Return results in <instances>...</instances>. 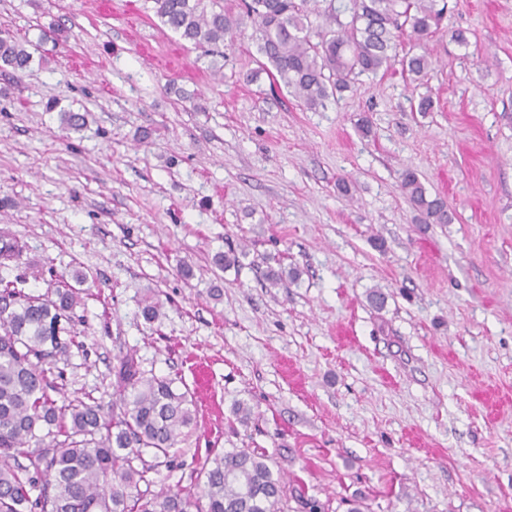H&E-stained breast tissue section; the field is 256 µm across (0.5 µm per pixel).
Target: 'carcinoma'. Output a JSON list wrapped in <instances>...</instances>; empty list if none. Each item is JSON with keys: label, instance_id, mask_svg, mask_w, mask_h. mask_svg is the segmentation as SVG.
Listing matches in <instances>:
<instances>
[{"label": "carcinoma", "instance_id": "obj_1", "mask_svg": "<svg viewBox=\"0 0 512 512\" xmlns=\"http://www.w3.org/2000/svg\"><path fill=\"white\" fill-rule=\"evenodd\" d=\"M437 0H240L238 11L220 0H152L160 22L204 57H224L220 47L249 23L258 33L260 69L312 110L351 89L356 77L400 61L420 76L432 64L428 51L399 56L410 29L421 47L438 27ZM25 43L0 33V66L30 67ZM401 188L421 224H449L447 200L427 194L407 168ZM23 246L0 236V267ZM296 269L266 266L271 285L296 281ZM25 280L0 278V512H284L282 478L264 455L246 448L207 454L201 494L150 491L154 465L171 463L176 447L196 426V404L175 380L145 376L133 354L114 366L112 407L74 396L58 402L47 393L49 375L75 347L79 290L65 282L52 295H33ZM151 454L155 464L144 458ZM37 496H32L34 490Z\"/></svg>", "mask_w": 512, "mask_h": 512}]
</instances>
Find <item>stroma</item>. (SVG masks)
Returning a JSON list of instances; mask_svg holds the SVG:
<instances>
[{"label":"stroma","instance_id":"1","mask_svg":"<svg viewBox=\"0 0 512 512\" xmlns=\"http://www.w3.org/2000/svg\"><path fill=\"white\" fill-rule=\"evenodd\" d=\"M444 3L427 76L362 75L314 111L271 91L252 27L215 72L150 0H0L35 46L0 70V232L24 247L0 278L84 275L65 395L111 406L129 351L194 391L153 490H201L210 449L249 448L324 512H512V0ZM407 167L452 223H416ZM267 258L298 281L262 286Z\"/></svg>","mask_w":512,"mask_h":512}]
</instances>
